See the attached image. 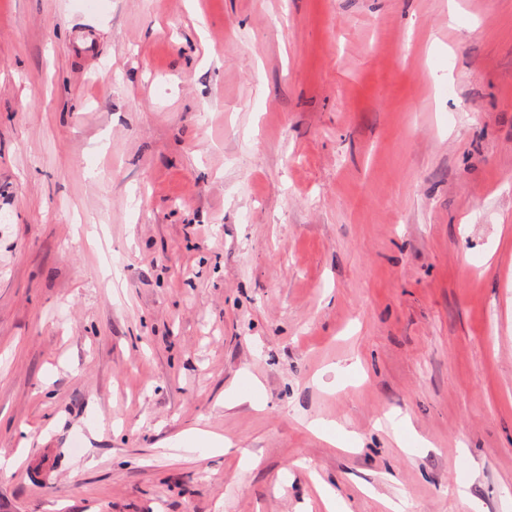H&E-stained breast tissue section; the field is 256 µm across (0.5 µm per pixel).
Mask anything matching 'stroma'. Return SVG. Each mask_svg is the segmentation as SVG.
<instances>
[{"mask_svg":"<svg viewBox=\"0 0 512 512\" xmlns=\"http://www.w3.org/2000/svg\"><path fill=\"white\" fill-rule=\"evenodd\" d=\"M503 227L512 0H0V512H512Z\"/></svg>","mask_w":512,"mask_h":512,"instance_id":"obj_1","label":"stroma"}]
</instances>
